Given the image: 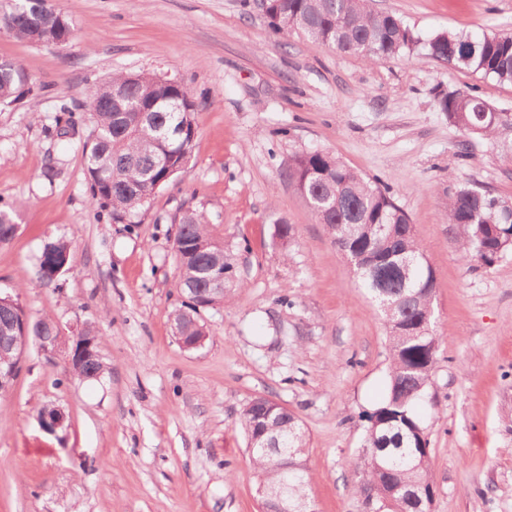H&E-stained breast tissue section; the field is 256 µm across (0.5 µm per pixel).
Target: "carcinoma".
I'll list each match as a JSON object with an SVG mask.
<instances>
[{"mask_svg": "<svg viewBox=\"0 0 512 512\" xmlns=\"http://www.w3.org/2000/svg\"><path fill=\"white\" fill-rule=\"evenodd\" d=\"M37 2L30 0L28 10L21 13L18 5L24 0L7 3L0 11V24L14 22L13 36L27 42L47 24L60 21L63 32L72 29L67 17L44 21ZM262 4L276 33H299L314 45L360 56L369 63L398 57L418 43L399 17L374 10L369 0H262ZM426 48L439 61L512 84L511 32H442ZM26 79L21 64L0 60L1 107L33 92L24 89ZM88 100L90 131L83 141L88 195L112 222L123 223L187 167L197 136L195 97L181 82L171 84L155 73L141 72L112 75L110 82L89 88ZM440 105L465 136L464 148L473 134L493 137L512 127V117L501 116L493 123L483 119L492 106L475 90L450 93ZM54 122L58 128H73L78 118L62 103ZM288 176L339 251L361 258V264L354 266L358 287L369 293L376 306L385 302L397 314L396 320L387 323L389 390L368 416L362 454L353 464L354 490L363 496L366 512L381 507L384 512H427L433 494L431 455L424 451L428 439L414 405L426 392L437 362L429 352L438 338L433 329L422 326L425 317L434 316L433 268L409 217L379 182L319 150L296 154ZM12 214V208L0 207V246L15 235ZM447 221L465 259L490 268L512 257V202L463 185L448 199ZM175 245L182 253L176 288L185 300L172 320L181 333L201 336L205 328L199 312L224 305V283L234 279L235 268L202 212L190 210L182 215ZM68 252L64 241L47 246L40 260L41 275L48 278L60 269L58 262ZM22 322L32 336L47 334L54 327L47 319L31 318L13 295L10 303L0 305V350L8 351L4 337L14 335V325ZM104 368L98 349L76 366L86 379L97 378ZM265 410L277 418V429L270 433L275 448L253 442ZM240 423L251 467L270 507H276L284 494L302 512L310 509L307 440L296 437L303 431L299 419L262 397L245 406Z\"/></svg>", "mask_w": 512, "mask_h": 512, "instance_id": "cac0c4a2", "label": "carcinoma"}]
</instances>
